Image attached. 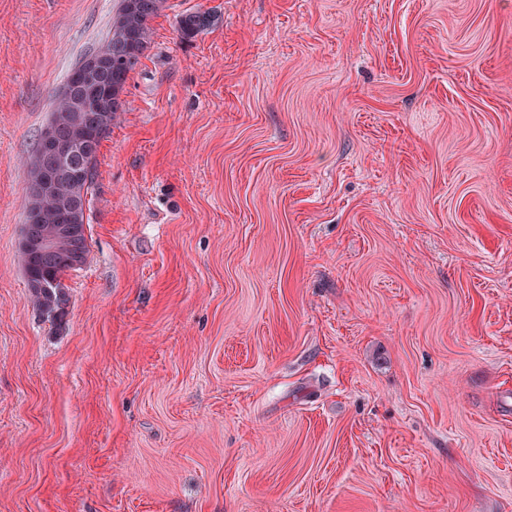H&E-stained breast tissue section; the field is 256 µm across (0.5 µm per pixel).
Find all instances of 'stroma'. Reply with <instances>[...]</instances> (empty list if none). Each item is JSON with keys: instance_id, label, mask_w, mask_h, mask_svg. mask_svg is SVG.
Returning a JSON list of instances; mask_svg holds the SVG:
<instances>
[{"instance_id": "1", "label": "stroma", "mask_w": 512, "mask_h": 512, "mask_svg": "<svg viewBox=\"0 0 512 512\" xmlns=\"http://www.w3.org/2000/svg\"><path fill=\"white\" fill-rule=\"evenodd\" d=\"M117 4L0 0V512H512V0H168L55 322L26 163ZM211 24V16L205 13H188L181 17L179 34L182 39L191 40Z\"/></svg>"}]
</instances>
